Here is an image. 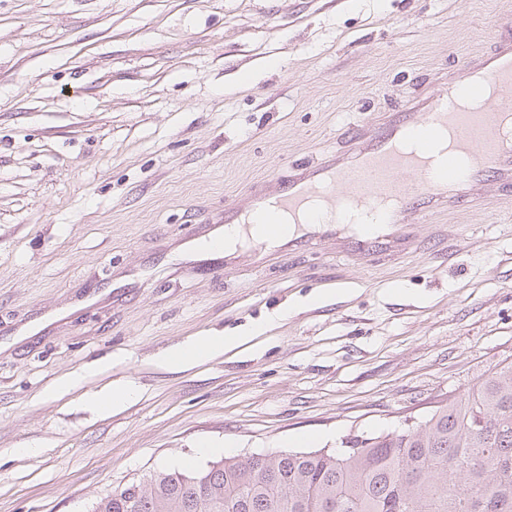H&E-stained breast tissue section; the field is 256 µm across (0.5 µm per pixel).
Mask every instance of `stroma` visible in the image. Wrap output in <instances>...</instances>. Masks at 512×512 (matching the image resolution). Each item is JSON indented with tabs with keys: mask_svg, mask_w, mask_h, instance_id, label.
Returning a JSON list of instances; mask_svg holds the SVG:
<instances>
[{
	"mask_svg": "<svg viewBox=\"0 0 512 512\" xmlns=\"http://www.w3.org/2000/svg\"><path fill=\"white\" fill-rule=\"evenodd\" d=\"M508 35L512 0H0V512H90L204 442L333 450L512 363L494 183L395 236L183 266L252 185ZM207 335L238 341L164 362Z\"/></svg>",
	"mask_w": 512,
	"mask_h": 512,
	"instance_id": "stroma-1",
	"label": "stroma"
}]
</instances>
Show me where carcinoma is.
<instances>
[{
  "instance_id": "carcinoma-1",
  "label": "carcinoma",
  "mask_w": 512,
  "mask_h": 512,
  "mask_svg": "<svg viewBox=\"0 0 512 512\" xmlns=\"http://www.w3.org/2000/svg\"><path fill=\"white\" fill-rule=\"evenodd\" d=\"M92 512H512V363L425 420L341 453L268 451L155 470Z\"/></svg>"
}]
</instances>
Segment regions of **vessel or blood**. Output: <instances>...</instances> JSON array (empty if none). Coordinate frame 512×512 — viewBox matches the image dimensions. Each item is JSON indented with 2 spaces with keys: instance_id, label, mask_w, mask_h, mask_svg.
I'll use <instances>...</instances> for the list:
<instances>
[{
  "instance_id": "1",
  "label": "vessel or blood",
  "mask_w": 512,
  "mask_h": 512,
  "mask_svg": "<svg viewBox=\"0 0 512 512\" xmlns=\"http://www.w3.org/2000/svg\"><path fill=\"white\" fill-rule=\"evenodd\" d=\"M512 40L497 41L433 92L409 100L388 120L351 130L349 149L289 175L276 189L254 186L224 208V223L305 224L326 234L376 210L384 224L420 222L427 212L467 199L493 179L512 185Z\"/></svg>"
}]
</instances>
